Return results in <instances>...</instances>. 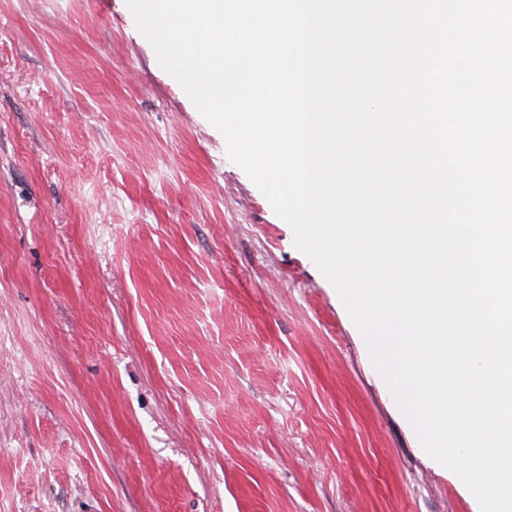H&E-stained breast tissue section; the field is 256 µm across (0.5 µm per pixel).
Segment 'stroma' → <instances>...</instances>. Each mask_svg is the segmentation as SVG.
I'll list each match as a JSON object with an SVG mask.
<instances>
[{"instance_id":"35a3bbf8","label":"stroma","mask_w":512,"mask_h":512,"mask_svg":"<svg viewBox=\"0 0 512 512\" xmlns=\"http://www.w3.org/2000/svg\"><path fill=\"white\" fill-rule=\"evenodd\" d=\"M0 512H480L126 0H0Z\"/></svg>"}]
</instances>
